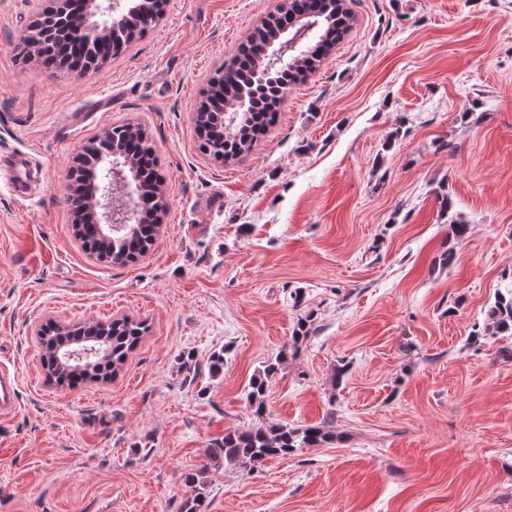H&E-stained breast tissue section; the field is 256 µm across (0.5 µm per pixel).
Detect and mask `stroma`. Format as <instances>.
Wrapping results in <instances>:
<instances>
[{"label": "stroma", "mask_w": 512, "mask_h": 512, "mask_svg": "<svg viewBox=\"0 0 512 512\" xmlns=\"http://www.w3.org/2000/svg\"><path fill=\"white\" fill-rule=\"evenodd\" d=\"M48 2L0 0V153L38 171L24 199L0 181V367L18 379L0 512H180L203 466L207 512H512V336L472 334L512 286V0H345L343 40L228 163L198 148L200 91L280 0H167L82 78L16 49ZM126 123L158 151L166 213L148 253L110 265L74 237L67 171ZM124 316L146 330L115 375L47 383L41 325ZM283 350L269 420L337 441L210 461Z\"/></svg>", "instance_id": "35a3bbf8"}]
</instances>
